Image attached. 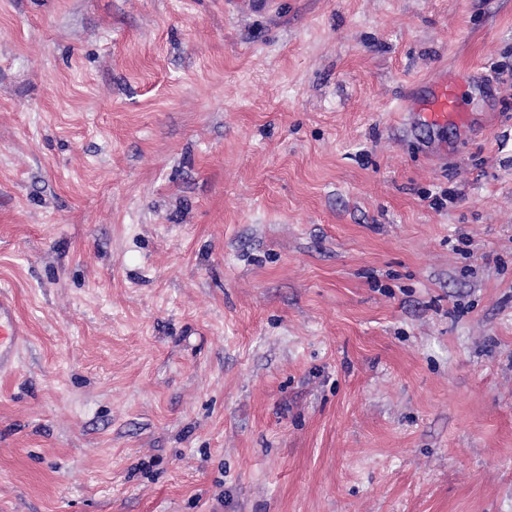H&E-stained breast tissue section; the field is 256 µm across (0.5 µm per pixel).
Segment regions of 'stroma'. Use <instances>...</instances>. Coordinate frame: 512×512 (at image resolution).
Returning <instances> with one entry per match:
<instances>
[{
  "mask_svg": "<svg viewBox=\"0 0 512 512\" xmlns=\"http://www.w3.org/2000/svg\"><path fill=\"white\" fill-rule=\"evenodd\" d=\"M502 64L512 0H0V512H512ZM423 114L434 125H446L448 121L462 116L460 96L448 87V82L440 83L423 104ZM28 334L17 312L13 298L0 292V374L12 371L19 360Z\"/></svg>",
  "mask_w": 512,
  "mask_h": 512,
  "instance_id": "stroma-1",
  "label": "stroma"
}]
</instances>
